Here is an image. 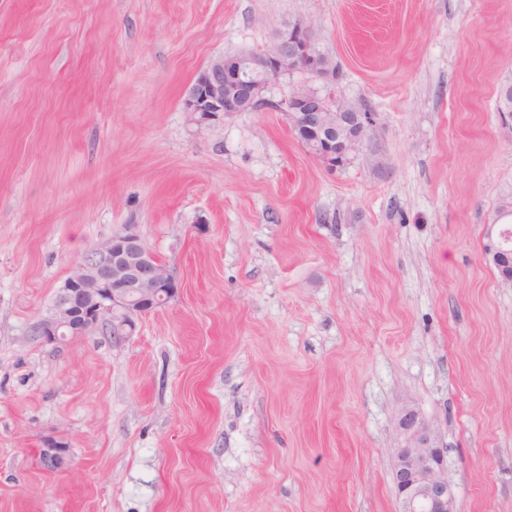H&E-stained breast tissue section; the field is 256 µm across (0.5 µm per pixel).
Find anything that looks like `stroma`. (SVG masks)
Listing matches in <instances>:
<instances>
[{
	"label": "stroma",
	"instance_id": "1",
	"mask_svg": "<svg viewBox=\"0 0 512 512\" xmlns=\"http://www.w3.org/2000/svg\"><path fill=\"white\" fill-rule=\"evenodd\" d=\"M308 20L371 116L331 170L280 110L198 124L220 56ZM512 0H0V512H399L397 414L456 512H512ZM180 279L133 335L31 327L126 228ZM69 446L46 471L47 442ZM501 243L505 249L512 250V224L505 225L501 233ZM499 241L492 240L487 245L488 253L496 257L500 267H510L512 263L511 251L505 250Z\"/></svg>",
	"mask_w": 512,
	"mask_h": 512
}]
</instances>
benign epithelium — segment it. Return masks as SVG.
Masks as SVG:
<instances>
[{"instance_id":"1","label":"benign epithelium","mask_w":512,"mask_h":512,"mask_svg":"<svg viewBox=\"0 0 512 512\" xmlns=\"http://www.w3.org/2000/svg\"><path fill=\"white\" fill-rule=\"evenodd\" d=\"M295 69L309 73L319 86L301 89L281 103L291 131L326 167L339 168L359 151L369 117L335 98L336 64L315 47L308 21L282 31L268 50L212 60L190 85L183 109L201 125L220 112H254L265 103L268 84ZM487 249L499 266L512 265V253L500 242L491 241ZM181 288L139 235L117 234L76 263L51 312L33 324V335L46 345H58L105 324L121 339L133 333L139 317L164 307ZM396 431L402 445L394 449L392 477L400 512H455L443 449L435 444L429 423L406 404ZM40 459L48 471L58 472L67 465V448L49 442Z\"/></svg>"}]
</instances>
